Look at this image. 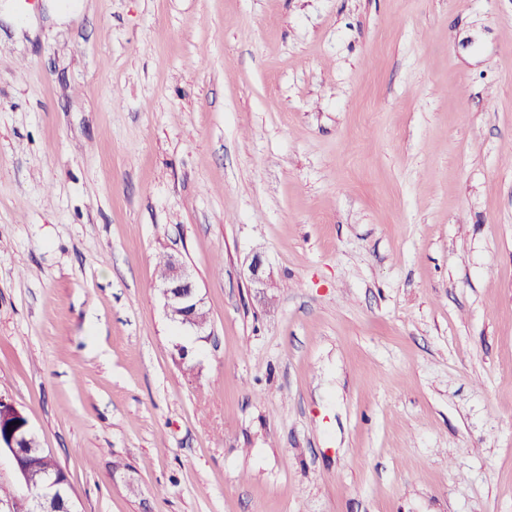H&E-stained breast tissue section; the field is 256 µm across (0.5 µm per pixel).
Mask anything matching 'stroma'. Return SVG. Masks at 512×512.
<instances>
[{
  "label": "stroma",
  "instance_id": "obj_1",
  "mask_svg": "<svg viewBox=\"0 0 512 512\" xmlns=\"http://www.w3.org/2000/svg\"><path fill=\"white\" fill-rule=\"evenodd\" d=\"M12 2L0 395L80 512H512V0ZM164 311L167 319L176 326H190L202 331L207 324V311L196 283L185 263L170 255L169 272L161 283Z\"/></svg>",
  "mask_w": 512,
  "mask_h": 512
}]
</instances>
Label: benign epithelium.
<instances>
[{"label":"benign epithelium","mask_w":512,"mask_h":512,"mask_svg":"<svg viewBox=\"0 0 512 512\" xmlns=\"http://www.w3.org/2000/svg\"><path fill=\"white\" fill-rule=\"evenodd\" d=\"M164 311L167 319L176 326H190L202 331L207 324V311L196 283L185 263L175 256L169 258V272L161 283ZM8 409L0 415V425L14 417L24 419L17 426L0 431V453L5 452L13 460L24 493L0 498V512H79L73 496L62 497L59 477L50 479L40 490H31L28 482L26 459L21 448H40L35 432L26 415L12 401L1 398Z\"/></svg>","instance_id":"1"}]
</instances>
